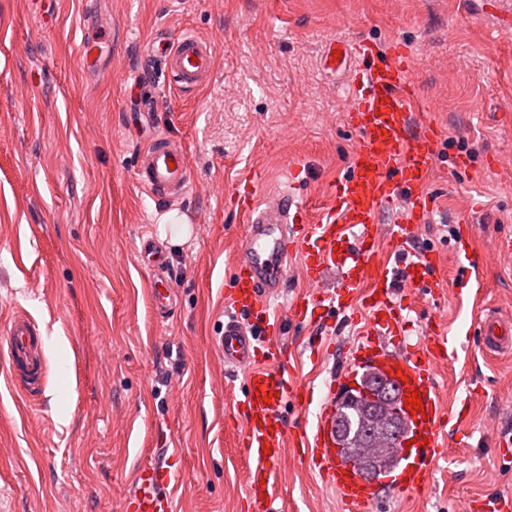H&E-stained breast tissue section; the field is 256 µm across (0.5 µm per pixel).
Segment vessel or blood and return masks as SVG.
<instances>
[{
    "mask_svg": "<svg viewBox=\"0 0 512 512\" xmlns=\"http://www.w3.org/2000/svg\"><path fill=\"white\" fill-rule=\"evenodd\" d=\"M148 54L162 58L182 92L208 83L216 69L211 41L186 28L160 32ZM351 55L360 65L344 117L357 138L348 169L332 183L319 219L308 222L307 208L296 193L300 162L290 163L288 185L276 193L259 194L251 179L236 188L242 245L225 296L229 313L213 348L225 367L243 371L248 381L240 408V446L248 461L249 512H272L280 466L292 448L302 451L324 486L337 491L346 512H370L387 492L406 497L419 491L442 454L440 434L448 413L438 391L436 361L446 357L451 343L441 327L431 339L412 341L406 308L397 298L399 289L417 286L429 293L442 282L431 255L409 247L434 211L444 207L429 191L441 129L412 83L415 60L404 48L394 45L382 52L362 41L351 48L325 50V63L336 69ZM190 177L183 146L165 134L143 149L135 172L138 185L156 198L186 194ZM386 213L392 222L384 236H376ZM388 244L396 248L393 262H376V254ZM295 256L302 262L309 290L298 295L284 315L270 300L286 287L288 261ZM332 270L338 279L330 283L326 275ZM360 290L366 293L367 317L347 365L333 377L314 424L287 423L280 408L298 398L300 387L282 364L284 350L277 338L285 320L323 323L331 309L351 307ZM4 332L11 382L19 392L30 394L38 388L45 366L39 331L19 313ZM478 334L483 349L512 352L511 315L482 310ZM369 373L390 381L397 395L419 391L424 404L420 415L402 410L406 430L372 477L344 455L336 441L337 400ZM179 488L174 459L144 460L123 510L174 512Z\"/></svg>",
    "mask_w": 512,
    "mask_h": 512,
    "instance_id": "obj_1",
    "label": "vessel or blood"
}]
</instances>
